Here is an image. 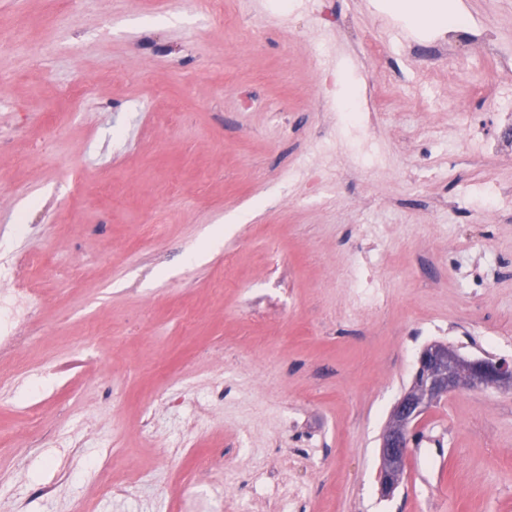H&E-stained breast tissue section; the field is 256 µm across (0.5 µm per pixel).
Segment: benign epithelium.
I'll list each match as a JSON object with an SVG mask.
<instances>
[{
  "label": "benign epithelium",
  "mask_w": 512,
  "mask_h": 512,
  "mask_svg": "<svg viewBox=\"0 0 512 512\" xmlns=\"http://www.w3.org/2000/svg\"><path fill=\"white\" fill-rule=\"evenodd\" d=\"M510 385L512 365L503 359L466 360L446 343L427 345L418 356L412 385L393 406L380 437L378 483L381 493L388 495L399 484L413 431L438 398Z\"/></svg>",
  "instance_id": "obj_1"
}]
</instances>
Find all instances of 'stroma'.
Listing matches in <instances>:
<instances>
[{
    "mask_svg": "<svg viewBox=\"0 0 512 512\" xmlns=\"http://www.w3.org/2000/svg\"><path fill=\"white\" fill-rule=\"evenodd\" d=\"M288 2L0 0V269L50 266L0 358V512H279L272 486L306 512H512V389L444 398L423 423L446 437L393 496L376 480L426 344L512 359V155L448 165L472 114L490 137L512 113V72L397 91L446 24ZM451 2L512 48V0ZM115 455L130 495L100 492Z\"/></svg>",
    "mask_w": 512,
    "mask_h": 512,
    "instance_id": "stroma-1",
    "label": "stroma"
}]
</instances>
